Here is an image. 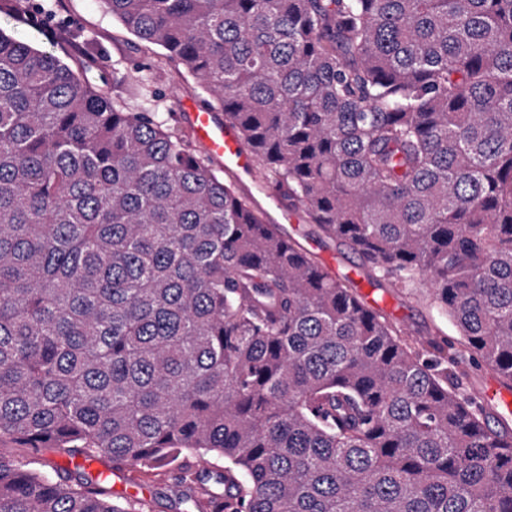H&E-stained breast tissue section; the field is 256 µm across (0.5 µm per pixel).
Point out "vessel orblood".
<instances>
[{"label": "vessel or blood", "mask_w": 512, "mask_h": 512, "mask_svg": "<svg viewBox=\"0 0 512 512\" xmlns=\"http://www.w3.org/2000/svg\"><path fill=\"white\" fill-rule=\"evenodd\" d=\"M185 117L200 147L213 157L222 160L229 173H250L253 158L237 131L219 121L214 113L188 107Z\"/></svg>", "instance_id": "vessel-or-blood-1"}]
</instances>
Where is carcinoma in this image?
<instances>
[{"label":"carcinoma","instance_id":"cac0c4a2","mask_svg":"<svg viewBox=\"0 0 512 512\" xmlns=\"http://www.w3.org/2000/svg\"><path fill=\"white\" fill-rule=\"evenodd\" d=\"M301 205L512 384V0H102ZM189 128L0 29V443L192 512H512V429ZM0 454V512H138ZM81 462V458H71L68 454L53 450L45 451L40 458H37V463L33 466L39 468L41 470L47 471L49 473H53V469L61 468V467H69L73 469L74 461ZM84 462V461H83ZM112 459L100 457L84 462L85 471L102 478L107 477L105 486L114 499L128 501L147 500L149 506L142 512H186L187 505L179 502L176 487V472L158 468L147 473L135 471L133 482H123L112 475ZM117 467V466H113Z\"/></svg>","mask_w":512,"mask_h":512}]
</instances>
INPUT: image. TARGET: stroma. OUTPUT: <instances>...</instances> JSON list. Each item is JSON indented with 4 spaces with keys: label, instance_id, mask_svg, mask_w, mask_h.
<instances>
[{
    "label": "stroma",
    "instance_id": "obj_1",
    "mask_svg": "<svg viewBox=\"0 0 512 512\" xmlns=\"http://www.w3.org/2000/svg\"><path fill=\"white\" fill-rule=\"evenodd\" d=\"M68 26L77 36L75 45L58 41L60 26ZM0 29L18 39L52 52L65 62L80 61L92 83L108 96L121 94L118 84L123 74L137 65L148 63L150 53L143 43L129 34L101 4L100 0H28L21 18L0 14ZM150 95L136 101V108L167 114L181 112L183 102L205 105L208 94L193 79L173 84L168 78L151 81ZM286 228L306 248L315 251L324 265L337 266L340 275L350 277L358 292L374 307L384 310L401 326L413 347H420L429 331L441 329L449 343L457 335L447 319L427 303L423 284L400 289L381 275H369L358 256L346 245L335 242L319 246L312 236V220L308 214L294 216ZM112 460L101 457L85 462L86 472L106 477V487L119 501H147L143 512H186L177 496L175 471L158 468L135 473L125 482L112 475Z\"/></svg>",
    "mask_w": 512,
    "mask_h": 512
}]
</instances>
